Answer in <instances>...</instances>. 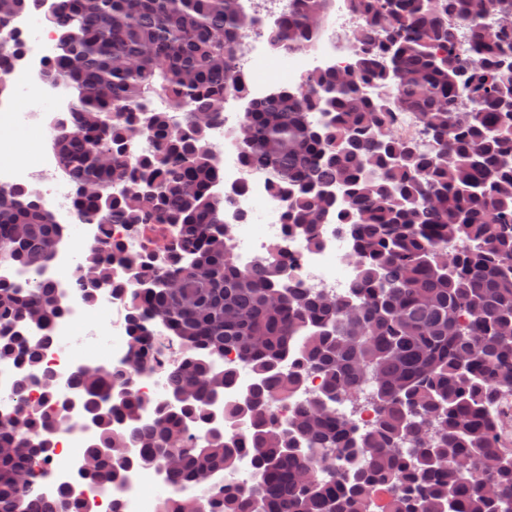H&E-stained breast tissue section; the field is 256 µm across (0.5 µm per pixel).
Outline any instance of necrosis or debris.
I'll return each mask as SVG.
<instances>
[{"mask_svg": "<svg viewBox=\"0 0 512 512\" xmlns=\"http://www.w3.org/2000/svg\"><path fill=\"white\" fill-rule=\"evenodd\" d=\"M291 0H270L267 10L257 12V21L249 33L255 45L252 55L243 59L240 66L244 72H252L254 57L275 58L278 50L269 40L268 32L277 19L288 10ZM56 33L52 30L42 32L32 43H24L20 60L8 64L4 75L8 82L22 86L34 99L54 101L60 114H67L71 109L72 93L68 84L48 82L42 77L46 63L54 56ZM241 115L237 112L224 113L219 122L212 125L208 137L214 145L223 147L224 158L221 162V185L230 189L231 195L224 204V216L228 223L234 224L232 237L234 253L242 267H256L271 247L280 242L283 235L281 211L272 208V220L264 225L261 233H253L250 225L238 223L241 215H251L258 202L270 203L271 188L266 176L246 171L241 164L238 153L232 145L240 124ZM62 168L56 156L45 153L38 157L36 163L0 166V187L27 184L34 176L49 180L45 201L52 210L57 223L69 224L76 215L71 206V189L58 188L54 180L59 177ZM122 241L129 248L139 251L140 259L146 266L156 267L161 263L162 246L173 240V229L167 224H88L82 235L64 241L53 256L40 266L19 268L0 267V279L22 284L32 279L51 281L62 294L69 308L67 316L53 328L55 343L45 356V364L53 371L58 380H65L74 370L81 367L108 366L124 368L128 347L124 342L127 334L124 307L112 295L99 297L94 305L83 304L68 276L73 257L85 251L90 245L102 240ZM349 246L348 240L338 234L335 225H327L322 233V242L318 247H306L294 243L289 248L290 261L295 270V277L307 287H325L341 293L350 285L347 276H336L331 269L336 264V257ZM94 313L98 324L109 328L116 342L112 344L107 356H100L95 346H88L85 353L76 356L71 353L67 341L74 325L87 313ZM92 436L91 430L85 429L76 420H69L67 428L57 434L59 458L44 468L34 489L37 498L51 500L57 487L69 484L73 495L84 501L88 512H112L120 508L121 512H160L162 500L146 497L143 488L148 484H161L165 487L167 497H193L198 493L196 485L167 483L164 474L154 467H140L133 470L126 481L120 485H88L75 482L72 472L83 460V449Z\"/></svg>", "mask_w": 512, "mask_h": 512, "instance_id": "obj_1", "label": "necrosis or debris"}]
</instances>
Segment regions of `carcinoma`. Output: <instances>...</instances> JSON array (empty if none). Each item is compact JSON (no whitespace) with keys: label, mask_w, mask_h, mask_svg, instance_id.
<instances>
[{"label":"carcinoma","mask_w":512,"mask_h":512,"mask_svg":"<svg viewBox=\"0 0 512 512\" xmlns=\"http://www.w3.org/2000/svg\"><path fill=\"white\" fill-rule=\"evenodd\" d=\"M43 0H0V29ZM336 0H294L269 31L285 52L319 41ZM363 19L349 65L318 68L297 87L250 99L238 61L253 19L242 0H59L43 15L67 38L43 76L76 96L74 127L56 122L53 150L75 193L81 224H173L182 260L127 288L139 255L120 242L76 265L80 298L125 297V369H78L70 394L44 364L64 318L49 281H0V366L14 368L15 417L0 423V512H82L60 487L37 500L18 477L56 459L63 418L27 396L34 377L57 403L81 404L96 466L78 481L114 484L151 466L172 484L232 474L253 457L249 483L211 484L161 512H512V448L501 437L512 397V0H344ZM22 44L0 33V60ZM166 110L153 111L156 99ZM230 99L245 103L238 153L264 171L281 208L284 243L259 272L228 250L220 163L207 131ZM184 114L187 137L171 120ZM414 114L424 140L396 129ZM145 132L152 151L131 164L122 141ZM101 192L82 193L88 183ZM344 229L356 271L326 298L293 282L288 244H319ZM64 225L31 186L0 187V265L52 256ZM164 325L176 362L162 365ZM235 354L226 362L224 356ZM254 376L240 439L205 430L241 369ZM161 371L162 393H139L137 375ZM312 378L320 391L278 419L275 405ZM376 413L361 429L345 406ZM151 411L152 422L139 424ZM204 434H199L200 430ZM177 465L166 469L167 457ZM321 458L323 467L312 466Z\"/></svg>","instance_id":"cac0c4a2"}]
</instances>
